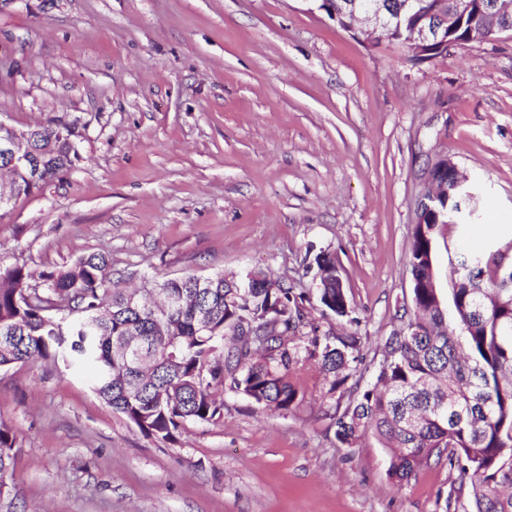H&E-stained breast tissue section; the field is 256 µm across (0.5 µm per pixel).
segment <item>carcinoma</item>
<instances>
[{
    "mask_svg": "<svg viewBox=\"0 0 512 512\" xmlns=\"http://www.w3.org/2000/svg\"><path fill=\"white\" fill-rule=\"evenodd\" d=\"M30 132L40 181L32 186L18 176L19 195L79 158L58 126ZM434 247V225H414L412 313L385 339L374 383L336 418V440L353 447L374 434L400 484L446 457L471 474L472 512H512V270L481 252L461 256L450 325L423 260ZM302 266L319 279L322 311L355 323L346 292L336 287V258L309 248ZM110 275L100 253L40 273L39 288L24 268L0 267V369L38 360L86 364L94 392L113 411L144 435L173 441L188 422H219L226 390L287 415L304 401L290 380L299 366L316 364L334 394L359 361L360 338L321 333L308 320L313 299L278 280L265 276L243 295L233 275H188L155 278L127 293L109 287ZM60 309L74 320H54ZM85 319L93 326H83ZM15 444L12 428L0 422V496Z\"/></svg>",
    "mask_w": 512,
    "mask_h": 512,
    "instance_id": "1",
    "label": "carcinoma"
}]
</instances>
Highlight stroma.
Segmentation results:
<instances>
[{
  "mask_svg": "<svg viewBox=\"0 0 512 512\" xmlns=\"http://www.w3.org/2000/svg\"><path fill=\"white\" fill-rule=\"evenodd\" d=\"M0 121L69 124L80 158L0 208V266L33 274L102 253L113 279L263 269L314 293L335 256L362 358L343 395L311 366L292 414L224 395V420L145 436L50 362L0 370L16 434L0 512H471L447 460L408 483L374 436L344 448L336 410L373 382L412 305L409 247L428 162L477 187L468 234L435 231L436 285L475 248L512 263V38L426 62L360 42L322 0H0Z\"/></svg>",
  "mask_w": 512,
  "mask_h": 512,
  "instance_id": "1",
  "label": "stroma"
}]
</instances>
